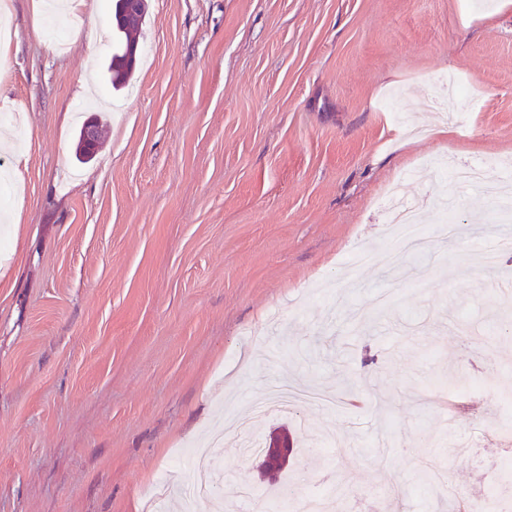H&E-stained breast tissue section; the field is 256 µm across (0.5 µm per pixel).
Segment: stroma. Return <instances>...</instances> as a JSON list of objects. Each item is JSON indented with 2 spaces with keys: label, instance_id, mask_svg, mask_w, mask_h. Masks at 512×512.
<instances>
[{
  "label": "stroma",
  "instance_id": "obj_1",
  "mask_svg": "<svg viewBox=\"0 0 512 512\" xmlns=\"http://www.w3.org/2000/svg\"><path fill=\"white\" fill-rule=\"evenodd\" d=\"M0 39V512H181L212 444L220 497L266 512L238 438L288 427L282 475L323 512L491 505L512 460V164L504 0H148L144 59L113 90L112 0H8ZM469 83L447 125L436 74ZM110 99L76 158L77 112ZM479 160L450 189L446 158ZM429 245L387 265L391 183ZM451 237L435 229L449 197ZM373 253L352 266L354 248ZM281 383L318 392L285 413ZM442 477V496L417 480ZM255 494L244 498L243 486ZM100 139L97 132L95 117L90 118L80 131L76 151L84 159H92L98 152Z\"/></svg>",
  "mask_w": 512,
  "mask_h": 512
}]
</instances>
